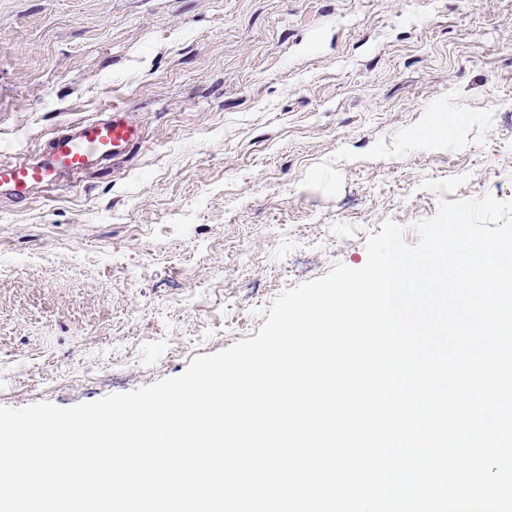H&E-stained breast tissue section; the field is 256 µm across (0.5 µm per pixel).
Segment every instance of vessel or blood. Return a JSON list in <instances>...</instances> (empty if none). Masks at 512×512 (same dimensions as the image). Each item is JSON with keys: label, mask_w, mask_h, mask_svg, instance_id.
Listing matches in <instances>:
<instances>
[{"label": "vessel or blood", "mask_w": 512, "mask_h": 512, "mask_svg": "<svg viewBox=\"0 0 512 512\" xmlns=\"http://www.w3.org/2000/svg\"><path fill=\"white\" fill-rule=\"evenodd\" d=\"M141 138L138 124L113 111L109 117L91 119L56 133L37 163H0V187H7L14 199H26L33 185L52 186L61 176L123 159Z\"/></svg>", "instance_id": "b4317fda"}]
</instances>
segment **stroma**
Listing matches in <instances>:
<instances>
[{"instance_id": "obj_1", "label": "stroma", "mask_w": 512, "mask_h": 512, "mask_svg": "<svg viewBox=\"0 0 512 512\" xmlns=\"http://www.w3.org/2000/svg\"><path fill=\"white\" fill-rule=\"evenodd\" d=\"M114 108L143 130L123 160L0 188V405L255 336L383 221L434 216L426 181L512 199V0H0V161Z\"/></svg>"}]
</instances>
